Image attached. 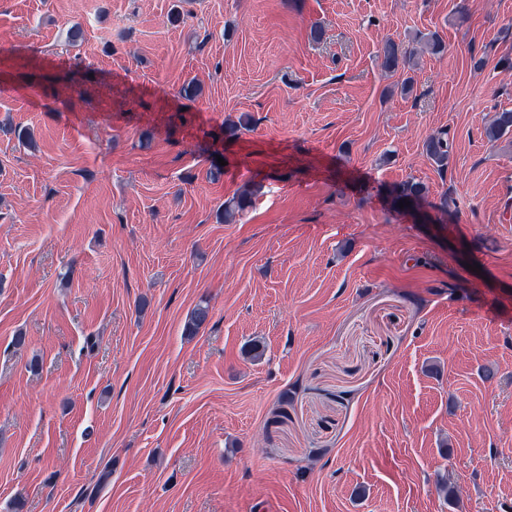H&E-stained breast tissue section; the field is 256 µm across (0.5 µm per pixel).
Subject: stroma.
Returning a JSON list of instances; mask_svg holds the SVG:
<instances>
[{
  "label": "stroma",
  "mask_w": 512,
  "mask_h": 512,
  "mask_svg": "<svg viewBox=\"0 0 512 512\" xmlns=\"http://www.w3.org/2000/svg\"><path fill=\"white\" fill-rule=\"evenodd\" d=\"M504 56L512 0H0V512H512ZM413 53L409 45L389 39L380 48L379 56L382 68L389 73L397 72L399 69L405 68ZM452 144L446 130L429 135L423 142L422 153L441 173H446L449 166ZM427 193V187L423 183L415 180L400 182L395 184L390 190L391 201L395 208L400 209L398 202H403L404 209L400 210L414 209ZM404 200L409 201L410 205L406 206Z\"/></svg>",
  "instance_id": "35a3bbf8"
}]
</instances>
